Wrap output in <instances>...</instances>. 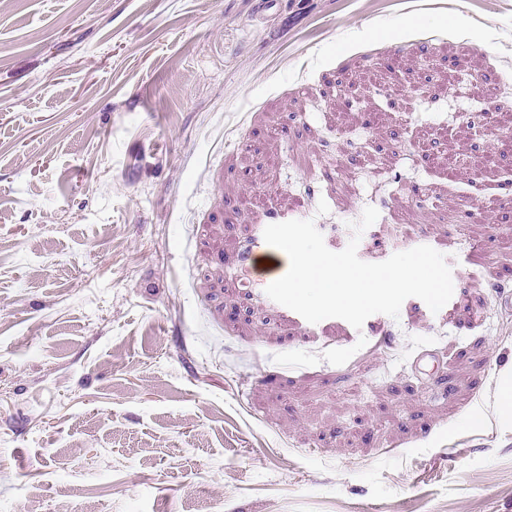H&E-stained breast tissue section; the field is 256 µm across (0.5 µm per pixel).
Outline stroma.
I'll return each mask as SVG.
<instances>
[{
	"label": "stroma",
	"mask_w": 512,
	"mask_h": 512,
	"mask_svg": "<svg viewBox=\"0 0 512 512\" xmlns=\"http://www.w3.org/2000/svg\"><path fill=\"white\" fill-rule=\"evenodd\" d=\"M278 2L0 0V512H512V136L462 122L512 124V0ZM369 206L461 312L240 265Z\"/></svg>",
	"instance_id": "stroma-1"
}]
</instances>
